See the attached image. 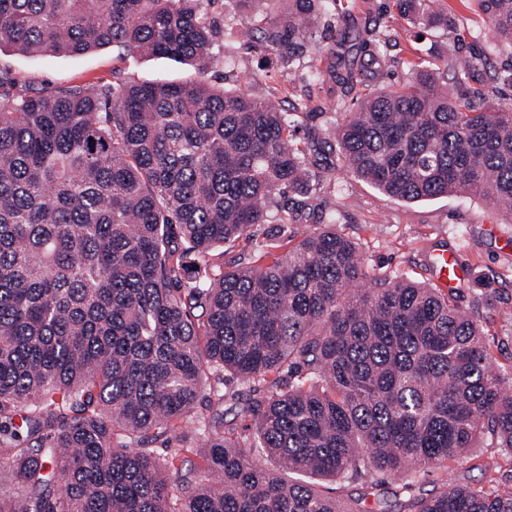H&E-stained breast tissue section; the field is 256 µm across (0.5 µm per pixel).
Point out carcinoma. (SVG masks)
Returning <instances> with one entry per match:
<instances>
[{
	"instance_id": "1",
	"label": "carcinoma",
	"mask_w": 512,
	"mask_h": 512,
	"mask_svg": "<svg viewBox=\"0 0 512 512\" xmlns=\"http://www.w3.org/2000/svg\"><path fill=\"white\" fill-rule=\"evenodd\" d=\"M209 2L0 0V48L110 45L203 75L224 35ZM259 2L245 31L317 80L349 93L389 65V19L347 10L317 46L338 0ZM473 2L512 49V0ZM393 6L465 38L446 0ZM410 70L305 141L299 112L202 79L19 89L0 72V512H367L325 482L394 497L379 512H512L495 456L479 484L449 466L512 455V370L482 329L512 321L499 292L386 275L355 289L359 247L322 208L285 253L256 234L295 223L338 166L396 200L471 195L512 217V67L450 53ZM242 238L251 262L224 267L214 247ZM235 410L251 425L227 432ZM172 438L202 440L204 465L155 452ZM435 468L440 485L417 490Z\"/></svg>"
}]
</instances>
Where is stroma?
Wrapping results in <instances>:
<instances>
[{"label": "stroma", "instance_id": "1", "mask_svg": "<svg viewBox=\"0 0 512 512\" xmlns=\"http://www.w3.org/2000/svg\"><path fill=\"white\" fill-rule=\"evenodd\" d=\"M458 24L468 27L464 42L398 18V39L386 55L391 65L385 82L406 79L416 57L432 58L454 51L460 54L485 51L492 42L473 6L447 0ZM209 14L225 24L224 36L214 48V59L204 78L227 89L244 88L267 97L283 111H301L299 137L321 131L334 121V108L344 100L339 85L314 79L305 64L283 65L276 54L254 49L242 34L241 25L225 23L227 0H213ZM0 69L19 87L100 85L125 81H173L194 77V69L181 62L135 53H118L112 47L87 51L80 56L52 52L26 54L8 47L0 51ZM319 202L337 208L338 232L355 240L369 275H407L426 279L425 259L431 252H454L474 277L490 282L502 300L512 306V220L492 210L485 201L456 196L403 202L381 194L346 171H336L325 184Z\"/></svg>", "mask_w": 512, "mask_h": 512}]
</instances>
